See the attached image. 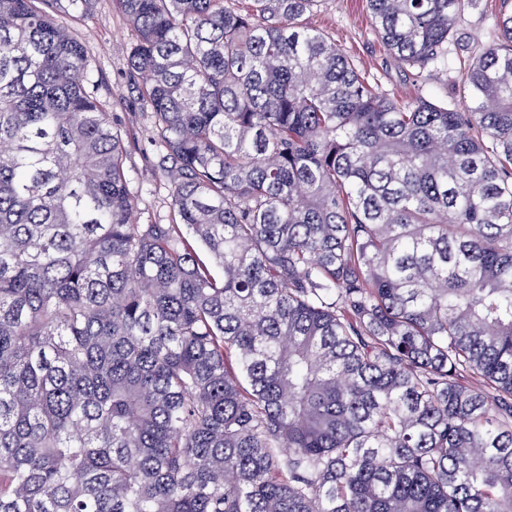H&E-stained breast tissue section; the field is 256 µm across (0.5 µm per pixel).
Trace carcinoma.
<instances>
[{
    "label": "carcinoma",
    "instance_id": "cac0c4a2",
    "mask_svg": "<svg viewBox=\"0 0 512 512\" xmlns=\"http://www.w3.org/2000/svg\"><path fill=\"white\" fill-rule=\"evenodd\" d=\"M115 2L167 224L59 0H0V512H512V0L462 110L320 0ZM366 2L421 73L475 6ZM305 21L328 36L355 63L359 73L372 87L391 99L405 103L423 93L435 102L455 103L462 107L459 86L470 60L497 31L499 0H479L459 21L463 36L458 45L448 44V71L418 74L390 58L373 30L366 0H323Z\"/></svg>",
    "mask_w": 512,
    "mask_h": 512
}]
</instances>
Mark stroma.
I'll list each match as a JSON object with an SVG mask.
<instances>
[{
    "label": "stroma",
    "mask_w": 512,
    "mask_h": 512,
    "mask_svg": "<svg viewBox=\"0 0 512 512\" xmlns=\"http://www.w3.org/2000/svg\"><path fill=\"white\" fill-rule=\"evenodd\" d=\"M499 8V0H479L459 22L465 42L448 45L447 70L423 74L387 55L372 27L366 0H321L305 19L336 42L366 82L391 99L405 103L426 94L437 102L458 104L462 101V76L472 56L491 41L497 29ZM55 18L84 44L98 98L131 137L125 170L136 203L134 223H167L172 189L158 167V137L151 114L141 105L137 86L128 73L127 51L132 31L124 16L113 0H98L92 13L85 14L66 5Z\"/></svg>",
    "instance_id": "stroma-1"
}]
</instances>
